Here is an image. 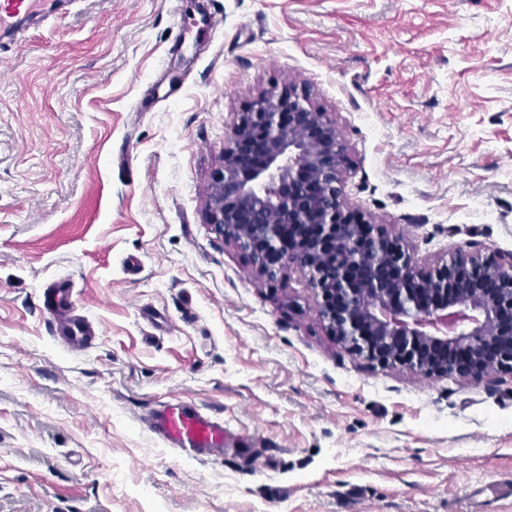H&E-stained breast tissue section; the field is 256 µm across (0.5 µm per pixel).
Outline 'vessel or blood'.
Returning a JSON list of instances; mask_svg holds the SVG:
<instances>
[{"instance_id":"vessel-or-blood-1","label":"vessel or blood","mask_w":512,"mask_h":512,"mask_svg":"<svg viewBox=\"0 0 512 512\" xmlns=\"http://www.w3.org/2000/svg\"><path fill=\"white\" fill-rule=\"evenodd\" d=\"M40 7V0H0V29L10 30L19 17L37 15ZM41 304L52 318L53 339L69 353H84L100 336L99 327L75 312L71 290L64 281L48 284ZM143 424L164 447L191 460L223 458L226 440L234 434L223 417L179 401L155 405Z\"/></svg>"}]
</instances>
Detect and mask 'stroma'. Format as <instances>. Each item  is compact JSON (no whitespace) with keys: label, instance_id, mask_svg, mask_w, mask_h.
Returning a JSON list of instances; mask_svg holds the SVG:
<instances>
[{"label":"stroma","instance_id":"35a3bbf8","mask_svg":"<svg viewBox=\"0 0 512 512\" xmlns=\"http://www.w3.org/2000/svg\"><path fill=\"white\" fill-rule=\"evenodd\" d=\"M295 83L352 208L420 265L512 252V0H52L0 36V512H512V373L328 336L304 275L208 221L238 112ZM59 277L101 335L54 343ZM186 401L244 439L185 459ZM143 424L164 447L191 460L223 458L226 439L236 436L223 417L179 401L155 405Z\"/></svg>","mask_w":512,"mask_h":512}]
</instances>
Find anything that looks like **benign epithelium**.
Wrapping results in <instances>:
<instances>
[{
    "mask_svg": "<svg viewBox=\"0 0 512 512\" xmlns=\"http://www.w3.org/2000/svg\"><path fill=\"white\" fill-rule=\"evenodd\" d=\"M263 136L248 173L238 146ZM346 144L329 113L294 85L238 113L216 173L209 223L269 281L294 266L320 301L326 331L353 355L431 374L512 372V252L460 253L421 267L400 237L350 208ZM295 246L282 250L285 231Z\"/></svg>",
    "mask_w": 512,
    "mask_h": 512,
    "instance_id": "obj_1",
    "label": "benign epithelium"
}]
</instances>
